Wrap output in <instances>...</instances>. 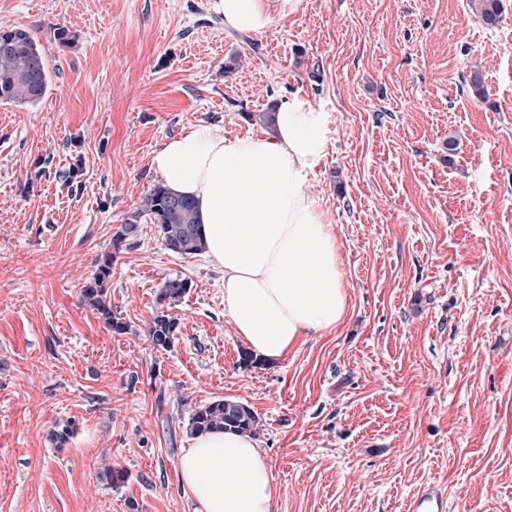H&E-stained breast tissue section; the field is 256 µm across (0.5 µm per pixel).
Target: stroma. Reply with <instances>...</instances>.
<instances>
[{"label":"stroma","mask_w":512,"mask_h":512,"mask_svg":"<svg viewBox=\"0 0 512 512\" xmlns=\"http://www.w3.org/2000/svg\"><path fill=\"white\" fill-rule=\"evenodd\" d=\"M271 0L260 37L210 0H0L40 43L45 97L0 103V512H188L192 408L248 404L278 512H512V0ZM479 75L480 88L471 85ZM300 94L330 118L307 185L340 242L349 308L274 365L241 363L224 281L126 217L152 154L204 121L259 133ZM112 332L81 291L104 254ZM188 292L173 344L148 325ZM109 469L125 479L110 484ZM188 288H190L188 280L180 277L169 278L160 288L156 298L157 307L165 306L166 309L156 311L148 329L149 337L155 349H170L176 322L167 309L171 307L172 303L185 295ZM407 510L410 512H445L447 505L442 489L436 485L424 487L413 498Z\"/></svg>","instance_id":"stroma-1"}]
</instances>
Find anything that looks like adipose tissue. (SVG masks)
<instances>
[{"mask_svg": "<svg viewBox=\"0 0 512 512\" xmlns=\"http://www.w3.org/2000/svg\"><path fill=\"white\" fill-rule=\"evenodd\" d=\"M228 34L264 35L269 0H211ZM329 116L294 94L261 134L225 137L198 122L153 153L175 194L194 200L202 253L224 278V314L255 356L284 359L348 310L336 227L306 186L323 164ZM193 512H277L281 495L253 437L195 436L178 466Z\"/></svg>", "mask_w": 512, "mask_h": 512, "instance_id": "adipose-tissue-1", "label": "adipose tissue"}]
</instances>
